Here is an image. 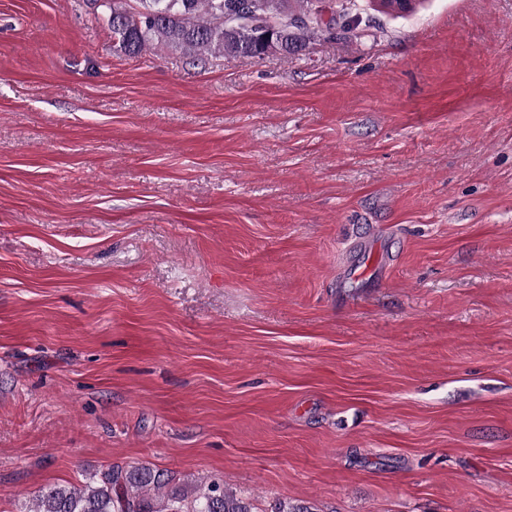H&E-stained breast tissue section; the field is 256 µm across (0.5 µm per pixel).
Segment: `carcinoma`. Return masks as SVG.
<instances>
[{"label":"carcinoma","instance_id":"1","mask_svg":"<svg viewBox=\"0 0 512 512\" xmlns=\"http://www.w3.org/2000/svg\"><path fill=\"white\" fill-rule=\"evenodd\" d=\"M130 11L121 0H102L112 40L129 56L156 43L213 57H262L299 53L308 43L358 10L353 0L327 23L318 0H138ZM163 475L148 467H112L81 487L39 491L27 512H253L218 482L162 492Z\"/></svg>","mask_w":512,"mask_h":512}]
</instances>
